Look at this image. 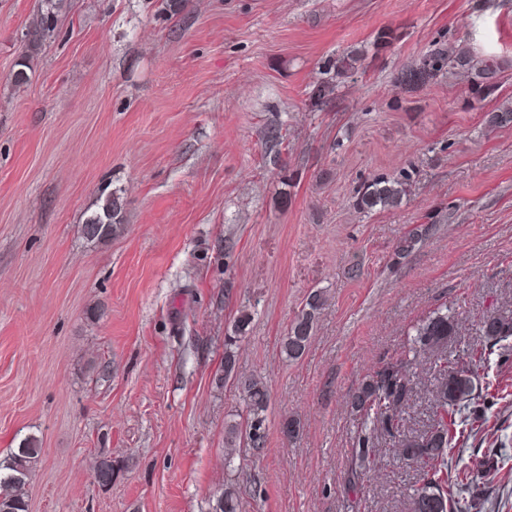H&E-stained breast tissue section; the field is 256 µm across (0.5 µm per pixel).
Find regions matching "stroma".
<instances>
[{"instance_id": "1", "label": "stroma", "mask_w": 512, "mask_h": 512, "mask_svg": "<svg viewBox=\"0 0 512 512\" xmlns=\"http://www.w3.org/2000/svg\"><path fill=\"white\" fill-rule=\"evenodd\" d=\"M42 5L0 0V459L37 440L28 512H212L229 480L240 512H408L416 473L389 454L348 508L344 400L436 308L475 345L512 303V127L484 123L512 102V0H65L35 43ZM458 45L502 64L485 100L424 65ZM346 55L359 70L328 79ZM403 173L397 207L357 208L361 184ZM110 190L123 221L87 241ZM244 313L237 365L268 385V443L229 465L243 405L224 339ZM326 300L323 289L311 290L305 304L295 314L280 342V351L289 361L298 360L307 352L314 334L317 315Z\"/></svg>"}]
</instances>
